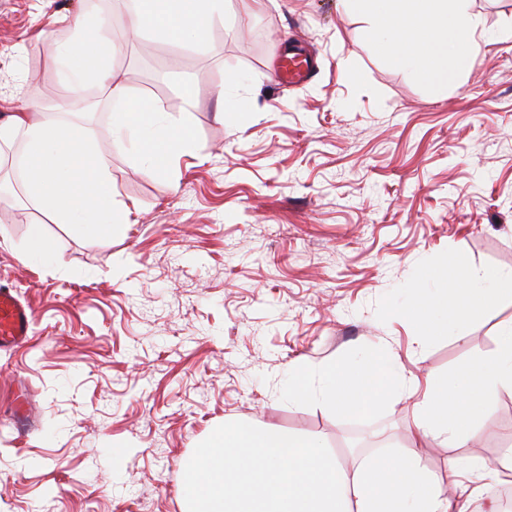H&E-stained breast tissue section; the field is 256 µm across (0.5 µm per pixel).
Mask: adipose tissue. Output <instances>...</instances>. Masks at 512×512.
<instances>
[{
	"instance_id": "obj_1",
	"label": "adipose tissue",
	"mask_w": 512,
	"mask_h": 512,
	"mask_svg": "<svg viewBox=\"0 0 512 512\" xmlns=\"http://www.w3.org/2000/svg\"><path fill=\"white\" fill-rule=\"evenodd\" d=\"M348 12L372 26L401 23L398 39L380 38L378 45L401 67L439 85L452 82L464 65L476 33L473 16L450 0H343ZM224 10L223 0H141L128 18L131 32L157 29L176 38L204 42L212 22ZM112 41L103 25L84 30L80 40L56 49L55 64L68 72L66 100L82 96L88 85L114 88L107 57ZM119 136H151L175 155L186 146L181 123L156 126L150 113L125 112L116 126ZM22 132L28 142L26 189L67 224L89 234L110 231L125 215L112 205L108 165L84 126L15 115L0 128V139ZM501 275L483 273L458 289L451 299L416 294L408 311L425 319L428 333L437 330L435 315L455 311L464 317L494 305ZM295 400L327 407L339 419L379 409L411 397V448L374 463L346 467L316 433H292L247 423L219 428L206 448L184 465L187 512H456L452 497L422 462V450L434 441L451 447L467 445L486 420L490 406L512 396V323L503 326L496 350L461 366L454 379L440 375L425 381L407 377L399 359L384 349L366 352L355 363H341L319 373L297 366ZM512 483V453L494 473L483 459L469 454L448 465L449 486L458 473Z\"/></svg>"
}]
</instances>
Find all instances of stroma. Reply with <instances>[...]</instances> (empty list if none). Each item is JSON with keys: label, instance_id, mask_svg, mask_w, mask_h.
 <instances>
[{"label": "stroma", "instance_id": "stroma-1", "mask_svg": "<svg viewBox=\"0 0 512 512\" xmlns=\"http://www.w3.org/2000/svg\"><path fill=\"white\" fill-rule=\"evenodd\" d=\"M465 5L477 33L445 87L340 0H224L203 46L144 32L113 53L123 96L96 89L88 128L128 222L88 236L26 191L0 206V284L34 323L0 353V512H184L182 465L226 423L320 433L351 466L410 446V401L339 420L288 376L374 347L450 376L512 322L511 284L426 342L398 312L425 271L512 273V0ZM99 18L92 0H0V117L58 102L51 54ZM292 49L314 66L298 84L275 76ZM145 109L187 127L170 164L115 135ZM35 228L50 258L30 256ZM476 449L512 450V396Z\"/></svg>", "mask_w": 512, "mask_h": 512}]
</instances>
